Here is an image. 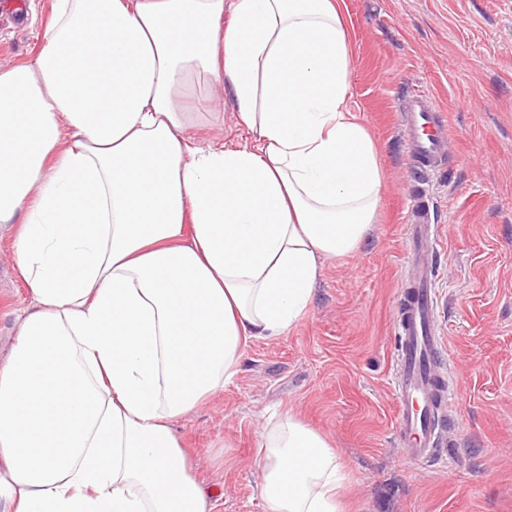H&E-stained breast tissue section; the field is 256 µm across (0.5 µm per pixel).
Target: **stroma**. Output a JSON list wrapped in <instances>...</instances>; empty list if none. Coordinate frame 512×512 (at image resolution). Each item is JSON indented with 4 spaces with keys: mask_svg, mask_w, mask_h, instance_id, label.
Here are the masks:
<instances>
[{
    "mask_svg": "<svg viewBox=\"0 0 512 512\" xmlns=\"http://www.w3.org/2000/svg\"><path fill=\"white\" fill-rule=\"evenodd\" d=\"M0 0V66L31 62L53 0ZM353 108L375 140L384 188L352 254L326 261L307 314L253 339L223 392L175 422L216 512H264L260 433L286 414L321 432L348 475L350 512H512V0H346ZM429 91L448 119L431 181L442 249L436 329L454 356L460 417L445 462L409 464L394 436L393 318L415 186L396 114ZM198 138L245 144L230 98L192 115ZM0 224V358L30 305Z\"/></svg>",
    "mask_w": 512,
    "mask_h": 512,
    "instance_id": "stroma-1",
    "label": "stroma"
}]
</instances>
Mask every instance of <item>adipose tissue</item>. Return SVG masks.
<instances>
[{
    "mask_svg": "<svg viewBox=\"0 0 512 512\" xmlns=\"http://www.w3.org/2000/svg\"><path fill=\"white\" fill-rule=\"evenodd\" d=\"M346 0H54L0 68V224L31 304L0 359V512H215L176 418L306 313L375 220ZM246 145L194 138L196 81ZM334 448L286 416L265 512H345Z\"/></svg>",
    "mask_w": 512,
    "mask_h": 512,
    "instance_id": "ef3b65f1",
    "label": "adipose tissue"
}]
</instances>
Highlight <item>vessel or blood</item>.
Returning <instances> with one entry per match:
<instances>
[{
	"label": "vessel or blood",
	"mask_w": 512,
	"mask_h": 512,
	"mask_svg": "<svg viewBox=\"0 0 512 512\" xmlns=\"http://www.w3.org/2000/svg\"><path fill=\"white\" fill-rule=\"evenodd\" d=\"M398 120L418 189L410 200L414 220L407 227L406 261L416 275L402 291L394 322L395 434L410 462L428 463L438 457L453 406V394L442 374L450 356L434 324L440 240L429 190L430 176L447 159L448 124L437 101L417 92L406 96Z\"/></svg>",
	"instance_id": "obj_1"
}]
</instances>
